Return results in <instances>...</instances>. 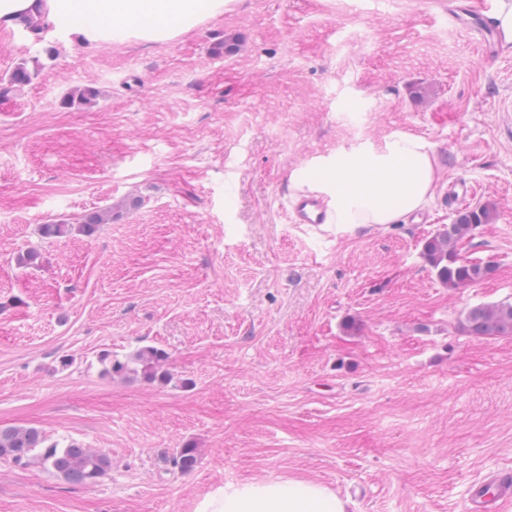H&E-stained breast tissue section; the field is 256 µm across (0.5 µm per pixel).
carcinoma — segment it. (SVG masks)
I'll return each instance as SVG.
<instances>
[{
	"instance_id": "obj_1",
	"label": "carcinoma",
	"mask_w": 512,
	"mask_h": 512,
	"mask_svg": "<svg viewBox=\"0 0 512 512\" xmlns=\"http://www.w3.org/2000/svg\"><path fill=\"white\" fill-rule=\"evenodd\" d=\"M23 30L41 40L48 30L42 16L30 15L23 20ZM45 64L37 56L19 63L9 75L7 83L0 86L1 94H8L38 77ZM488 218L486 211H467L446 228L426 241L423 258L436 276L448 287L465 288L489 278L493 267L488 263L468 261L458 252V246L471 240L479 224ZM112 222V208L96 210L83 216L79 225L43 224L41 237L59 238L76 229L86 236L93 235L99 225ZM462 327L473 336L494 338L512 335V302L495 305H476L465 313ZM167 353L155 346H143L120 359L108 350L97 356L101 373L110 378L166 381ZM0 460L19 466L35 465L71 483L92 484L112 470V457L95 448H88L75 441L63 445L48 438L35 427L0 428ZM173 463L182 471L191 470L197 463L196 449L182 448Z\"/></svg>"
}]
</instances>
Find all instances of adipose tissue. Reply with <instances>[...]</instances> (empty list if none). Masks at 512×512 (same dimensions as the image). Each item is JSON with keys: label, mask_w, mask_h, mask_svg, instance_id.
<instances>
[{"label": "adipose tissue", "mask_w": 512, "mask_h": 512, "mask_svg": "<svg viewBox=\"0 0 512 512\" xmlns=\"http://www.w3.org/2000/svg\"><path fill=\"white\" fill-rule=\"evenodd\" d=\"M225 0H0V28L13 29L41 12L65 37L88 43L164 41L222 14ZM436 180L434 149L425 139L399 133L381 149L337 154L335 161L293 173V189L321 193L337 223L391 224L420 208ZM196 512H347V503L306 479L245 482L205 496Z\"/></svg>", "instance_id": "obj_1"}]
</instances>
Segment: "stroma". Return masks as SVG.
Masks as SVG:
<instances>
[{"instance_id": "35a3bbf8", "label": "stroma", "mask_w": 512, "mask_h": 512, "mask_svg": "<svg viewBox=\"0 0 512 512\" xmlns=\"http://www.w3.org/2000/svg\"><path fill=\"white\" fill-rule=\"evenodd\" d=\"M475 2L228 0L163 42L47 33L49 68L0 94V427L112 469L76 484L0 460V512H195L289 477L351 512H465L472 483L512 471V336L460 325L512 301V38L491 57L449 24ZM42 46L0 30V79ZM83 86L94 104L70 102ZM398 133L434 146L430 223L290 222L293 172ZM452 178L475 196L443 205ZM106 206L93 235L38 233ZM478 208L461 256L494 272L448 288L424 243ZM145 345L167 381L101 375V351Z\"/></svg>"}]
</instances>
